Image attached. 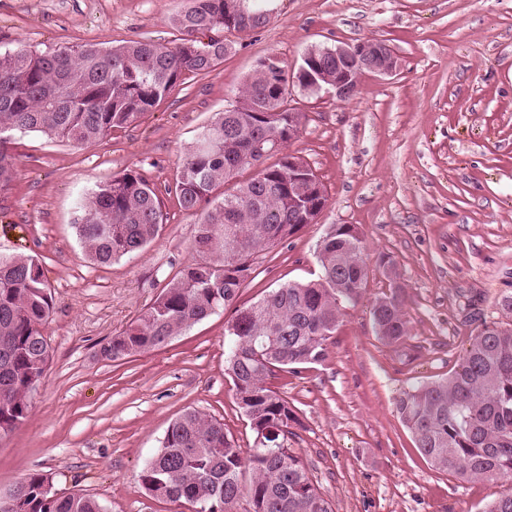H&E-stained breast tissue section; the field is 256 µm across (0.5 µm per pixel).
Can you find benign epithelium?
Returning a JSON list of instances; mask_svg holds the SVG:
<instances>
[{
	"label": "benign epithelium",
	"instance_id": "7a95c632",
	"mask_svg": "<svg viewBox=\"0 0 512 512\" xmlns=\"http://www.w3.org/2000/svg\"><path fill=\"white\" fill-rule=\"evenodd\" d=\"M327 53L336 58V79L327 80L324 86L304 64L300 66L298 76L308 87L315 90L324 87L332 89L341 99H349L358 93L360 77L364 72L391 75L398 66L394 50L381 41L361 42L353 49L342 46L329 48Z\"/></svg>",
	"mask_w": 512,
	"mask_h": 512
}]
</instances>
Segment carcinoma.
<instances>
[{"label": "carcinoma", "mask_w": 512, "mask_h": 512, "mask_svg": "<svg viewBox=\"0 0 512 512\" xmlns=\"http://www.w3.org/2000/svg\"><path fill=\"white\" fill-rule=\"evenodd\" d=\"M270 0H189L172 15L180 34L169 46L133 38L108 49L84 44L38 53L25 46L0 52V132H37L77 146L96 144L127 128L189 74L205 76L231 48L226 34L266 25ZM205 35L207 42L198 40ZM288 62L259 59L235 103L207 125L174 183L179 206L200 212L183 266L127 330L101 349L114 362L167 345L192 326L233 310L224 327L225 371L254 437L238 445L224 421L188 409L168 426L161 447L145 461L139 482L155 498L191 502L197 512H333L288 446L298 423L288 400L267 386L276 372L300 373L330 355L342 307L363 298L370 273L358 226L331 224L319 243L318 274L288 282L257 301L237 305L255 264L296 235L304 214L327 196L292 197L288 183H317L306 160L289 162L288 131L299 138L304 115L288 111ZM277 157L269 164L267 160ZM254 175L236 181L239 171ZM17 175L16 158L0 140V188ZM164 226L157 189L142 172L128 170L97 187L79 206L74 227L86 256L99 265L140 252ZM401 295L373 301L376 336L385 344L408 335ZM54 296L33 256L0 255V436L29 413L30 397L50 359L44 325ZM395 408L416 448L438 470L466 481L512 477V323L486 325L469 340L448 377L402 391ZM48 479L30 473L12 490L16 508L0 512H102L84 493L45 494Z\"/></svg>", "instance_id": "cac0c4a2"}]
</instances>
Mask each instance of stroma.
Wrapping results in <instances>:
<instances>
[{"mask_svg":"<svg viewBox=\"0 0 512 512\" xmlns=\"http://www.w3.org/2000/svg\"><path fill=\"white\" fill-rule=\"evenodd\" d=\"M186 4L0 0V51L109 47L138 36L170 44L178 34L169 19ZM270 6L265 26L230 34L224 61L206 77H186L137 125L89 146L13 133L17 175L0 189V255L38 257L54 310L44 327L51 360L30 412L0 437V495L38 472L56 493L88 494L104 512H189L138 482L172 420L192 407L222 419L239 445L252 444L224 365L232 311L119 362L100 349L192 261L199 215L164 188L257 59L274 54L295 67L311 48L372 39L394 48L393 75H364L347 100L289 87L304 114L290 150L315 170L328 205L259 261L239 301L315 278L328 226L358 225L370 258L390 256L396 276L370 274L363 299L344 309L326 362L269 379L299 418L291 446L334 512H483L512 492V478L467 482L433 469L395 412L403 390L457 367L470 336L500 321L499 301L512 293V0ZM125 170L162 188L168 220L142 252L98 266L76 237V206ZM396 282L409 334L389 346L374 332L371 305Z\"/></svg>","mask_w":512,"mask_h":512,"instance_id":"1","label":"stroma"}]
</instances>
